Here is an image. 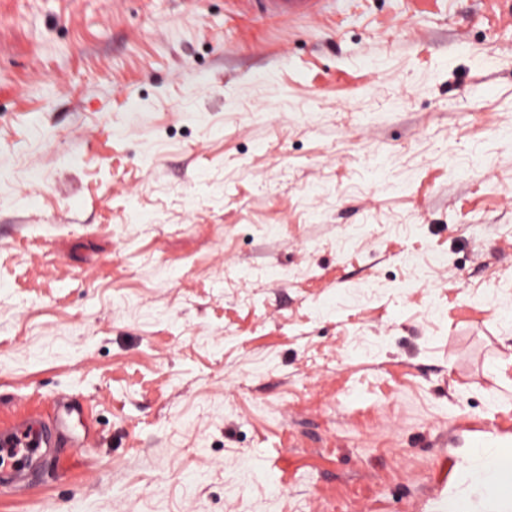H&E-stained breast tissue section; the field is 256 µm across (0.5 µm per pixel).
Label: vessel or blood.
Segmentation results:
<instances>
[{
    "instance_id": "vessel-or-blood-1",
    "label": "vessel or blood",
    "mask_w": 512,
    "mask_h": 512,
    "mask_svg": "<svg viewBox=\"0 0 512 512\" xmlns=\"http://www.w3.org/2000/svg\"><path fill=\"white\" fill-rule=\"evenodd\" d=\"M266 12L282 18L309 17L319 13L322 0H259ZM68 433L61 413H24L0 422V449L23 450L20 461L0 465V488L16 493L28 486L39 467L48 464L53 448Z\"/></svg>"
}]
</instances>
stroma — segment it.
Listing matches in <instances>:
<instances>
[{
    "label": "stroma",
    "mask_w": 512,
    "mask_h": 512,
    "mask_svg": "<svg viewBox=\"0 0 512 512\" xmlns=\"http://www.w3.org/2000/svg\"><path fill=\"white\" fill-rule=\"evenodd\" d=\"M0 512H512V11L0 0ZM263 5L266 12L282 18L309 17L321 12L324 0H240ZM68 433L67 419L61 412L24 413L8 422H0V449L23 448L26 454L18 462L0 465V488L11 493L25 490L39 467L48 464L52 448H59ZM472 459L479 468L476 472L478 479H481L485 474H491L495 477L501 476V466L497 456L491 453L490 448H476L473 451Z\"/></svg>",
    "instance_id": "obj_1"
}]
</instances>
